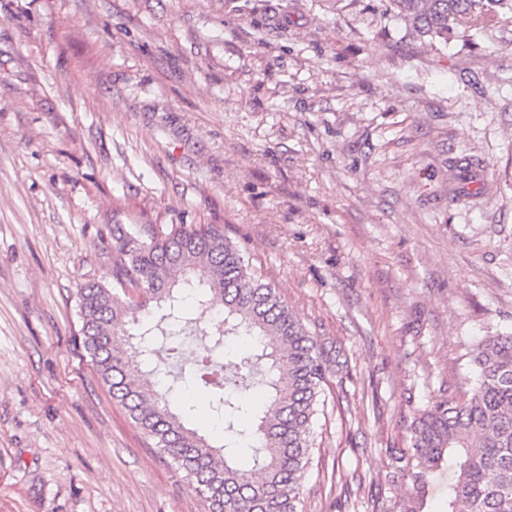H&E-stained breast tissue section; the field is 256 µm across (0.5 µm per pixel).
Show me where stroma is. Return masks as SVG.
<instances>
[{"mask_svg":"<svg viewBox=\"0 0 512 512\" xmlns=\"http://www.w3.org/2000/svg\"><path fill=\"white\" fill-rule=\"evenodd\" d=\"M116 224L251 253L335 360L303 512H398L414 418L512 332V18L470 47L389 0H0V512H208L76 344Z\"/></svg>","mask_w":512,"mask_h":512,"instance_id":"1","label":"stroma"}]
</instances>
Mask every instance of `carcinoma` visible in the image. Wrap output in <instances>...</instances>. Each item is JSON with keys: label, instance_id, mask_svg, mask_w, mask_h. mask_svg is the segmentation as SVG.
Instances as JSON below:
<instances>
[{"label": "carcinoma", "instance_id": "carcinoma-1", "mask_svg": "<svg viewBox=\"0 0 512 512\" xmlns=\"http://www.w3.org/2000/svg\"><path fill=\"white\" fill-rule=\"evenodd\" d=\"M422 36L469 42L495 27L512 0H390ZM115 286L78 292L81 344L134 423L191 482L210 512H302L300 480L314 448L332 362L253 265L213 224L113 227ZM215 309L210 320L195 310ZM201 337L182 361L180 334ZM475 386L440 399L413 421L392 467L412 484L399 512H423L429 477L448 463L442 512H512V333L484 336L470 352ZM204 388L224 431L213 445L185 425L159 366Z\"/></svg>", "mask_w": 512, "mask_h": 512}]
</instances>
